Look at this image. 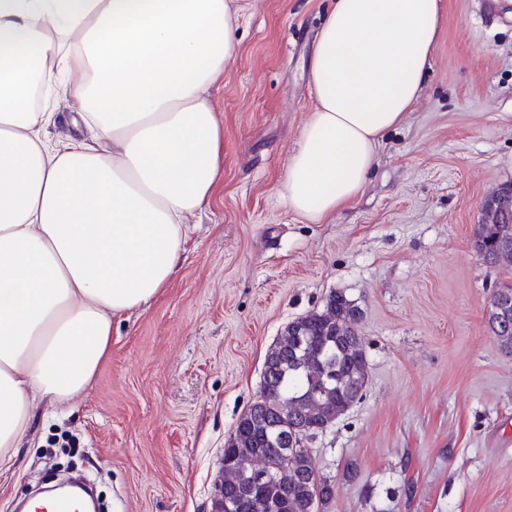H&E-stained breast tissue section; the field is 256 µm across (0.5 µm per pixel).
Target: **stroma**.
Here are the masks:
<instances>
[{
  "instance_id": "1",
  "label": "stroma",
  "mask_w": 512,
  "mask_h": 512,
  "mask_svg": "<svg viewBox=\"0 0 512 512\" xmlns=\"http://www.w3.org/2000/svg\"><path fill=\"white\" fill-rule=\"evenodd\" d=\"M415 107L365 188L321 224L279 198L314 102L309 62L332 0H243L212 90L222 178L189 219L176 277L115 320L112 351L65 412L34 406L0 512L74 465L99 512H208L224 443L268 349L343 293L363 312L362 399L307 440L329 512H512V353L489 326L512 271L474 250L481 201L512 183V0H443Z\"/></svg>"
}]
</instances>
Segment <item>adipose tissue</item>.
Returning <instances> with one entry per match:
<instances>
[{"mask_svg": "<svg viewBox=\"0 0 512 512\" xmlns=\"http://www.w3.org/2000/svg\"><path fill=\"white\" fill-rule=\"evenodd\" d=\"M235 0H0V477L32 405L73 402L112 322L176 271L222 175L209 93L237 54ZM442 0H333L314 104L279 188L318 224L355 200L416 104ZM68 88L89 133L55 141L36 86Z\"/></svg>", "mask_w": 512, "mask_h": 512, "instance_id": "adipose-tissue-1", "label": "adipose tissue"}]
</instances>
